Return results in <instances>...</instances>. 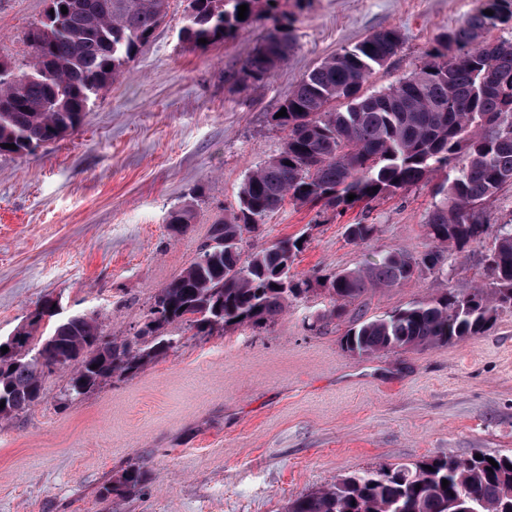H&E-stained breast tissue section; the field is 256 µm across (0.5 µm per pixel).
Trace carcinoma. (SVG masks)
I'll return each mask as SVG.
<instances>
[{"label": "carcinoma", "mask_w": 512, "mask_h": 512, "mask_svg": "<svg viewBox=\"0 0 512 512\" xmlns=\"http://www.w3.org/2000/svg\"><path fill=\"white\" fill-rule=\"evenodd\" d=\"M281 3L188 0L179 38L203 51L242 29L265 25L241 75L243 81H263L288 61L295 46L293 14ZM243 4L248 12L240 20ZM168 5L169 0H48L44 18L27 33L29 59L18 67L0 65V154L27 155L74 131L92 98L153 37ZM497 28L512 29V0H479L459 26L438 37L423 66L371 94L363 86L396 54L397 31L376 32L321 61L283 101L287 116L271 118L286 132L282 151L248 172L237 210L212 225L193 262L155 292L133 339L99 348L94 338L108 335L109 324L96 310L59 320L39 337L41 322L55 316L49 299L17 327L14 353H0V401H5L0 418L34 405L47 373L66 376V391L76 397L114 376L136 374L176 348L174 328L212 336L235 322L274 323L288 303L310 291V280L291 274L298 240L287 238L248 254L241 242L288 201L351 207L448 171L436 190L442 200L425 221L433 247L390 252L327 278L331 319L370 290L447 264L448 249L465 252L481 242L490 228L487 202L512 185V40L484 38ZM350 194L356 198L348 200ZM191 220L192 210L179 209L168 224L182 233ZM376 230L361 222L349 225L348 235L364 243ZM485 259L489 282L465 293L444 288L385 317L358 322L343 336L347 351L373 355L486 333L499 313L512 311L511 223L497 228ZM493 460L494 468L485 455L429 457L412 467L381 468L300 496L288 512H512V456ZM145 481V465L134 463L104 485L100 496L123 498Z\"/></svg>", "instance_id": "1"}]
</instances>
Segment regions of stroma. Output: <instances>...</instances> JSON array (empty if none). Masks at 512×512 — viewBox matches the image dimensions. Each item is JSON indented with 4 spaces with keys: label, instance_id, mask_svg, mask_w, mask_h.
Masks as SVG:
<instances>
[{
    "label": "stroma",
    "instance_id": "stroma-1",
    "mask_svg": "<svg viewBox=\"0 0 512 512\" xmlns=\"http://www.w3.org/2000/svg\"><path fill=\"white\" fill-rule=\"evenodd\" d=\"M477 0H305L296 45L261 82L238 75L264 30L252 26L206 51L184 49V0L131 63L93 99L79 127L28 155L0 154V336L47 298L58 316L98 310L115 337H133L151 296L193 261L212 224L238 207L249 169L277 155L271 115L292 84L369 35L398 30L395 56L364 85L374 93L419 67L437 37ZM46 0H0V61L29 57L26 32ZM442 174L345 210L286 204L245 252L301 238L292 271L310 292L273 325L191 337L131 378L72 400L65 379H43L40 400L0 419V512H286L295 498L353 475L434 456L512 455V311L489 331L405 352L355 356L341 339L449 286L487 282L494 242L449 253L442 272L366 293L342 319L325 275L376 256L430 248L423 224ZM191 207L182 234L171 211ZM378 227L363 244L347 234ZM147 481L123 499L99 488L129 464Z\"/></svg>",
    "mask_w": 512,
    "mask_h": 512
}]
</instances>
